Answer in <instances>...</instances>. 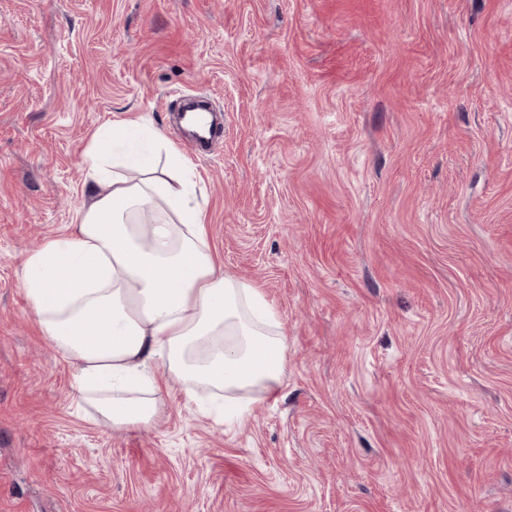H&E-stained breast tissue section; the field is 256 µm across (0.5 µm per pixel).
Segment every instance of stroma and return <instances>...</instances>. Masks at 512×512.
Masks as SVG:
<instances>
[{
  "label": "stroma",
  "instance_id": "35a3bbf8",
  "mask_svg": "<svg viewBox=\"0 0 512 512\" xmlns=\"http://www.w3.org/2000/svg\"><path fill=\"white\" fill-rule=\"evenodd\" d=\"M184 94L224 112L182 154L284 384L230 427L174 384L118 431L21 266L94 130L176 143ZM0 512H512V0H0Z\"/></svg>",
  "mask_w": 512,
  "mask_h": 512
}]
</instances>
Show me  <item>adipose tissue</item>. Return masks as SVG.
I'll return each instance as SVG.
<instances>
[{"instance_id": "adipose-tissue-1", "label": "adipose tissue", "mask_w": 512, "mask_h": 512, "mask_svg": "<svg viewBox=\"0 0 512 512\" xmlns=\"http://www.w3.org/2000/svg\"><path fill=\"white\" fill-rule=\"evenodd\" d=\"M84 169L72 224L21 273L42 336L78 363L76 402L114 429L145 430L171 382L219 423L250 413L240 392L277 395L282 323L260 288L222 271L191 163L137 117L98 128Z\"/></svg>"}]
</instances>
